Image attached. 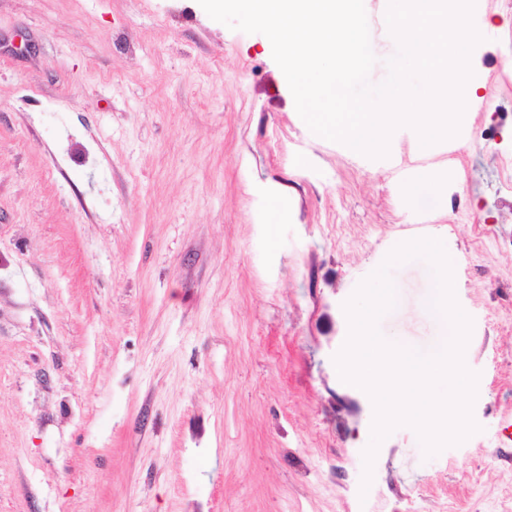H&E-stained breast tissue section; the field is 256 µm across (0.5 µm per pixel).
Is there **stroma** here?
<instances>
[{"label": "stroma", "mask_w": 512, "mask_h": 512, "mask_svg": "<svg viewBox=\"0 0 512 512\" xmlns=\"http://www.w3.org/2000/svg\"><path fill=\"white\" fill-rule=\"evenodd\" d=\"M364 7L377 84L397 44ZM474 24L459 135L370 159L197 0H0V512H512V0ZM420 237L473 321L479 430L428 458L397 428L364 492L343 304ZM391 278L381 333L429 346L427 262Z\"/></svg>", "instance_id": "obj_1"}]
</instances>
